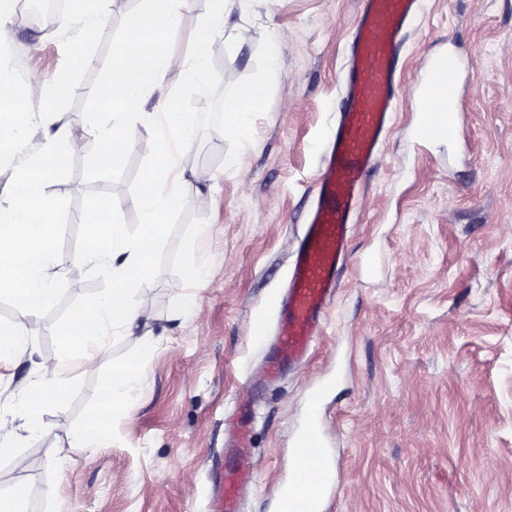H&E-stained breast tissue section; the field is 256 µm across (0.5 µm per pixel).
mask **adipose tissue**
Wrapping results in <instances>:
<instances>
[{
    "label": "adipose tissue",
    "mask_w": 512,
    "mask_h": 512,
    "mask_svg": "<svg viewBox=\"0 0 512 512\" xmlns=\"http://www.w3.org/2000/svg\"><path fill=\"white\" fill-rule=\"evenodd\" d=\"M143 12L127 22L123 43L112 63V74L98 90V108L89 117L88 132L98 142V161L109 165L131 145L139 128L150 131L159 159L143 176L138 194L140 229L130 234L117 223L113 205L105 201L88 221L90 247L79 264H93L111 278L109 291L94 297L80 315L60 330L63 350L57 358L38 366V380L27 395L20 414L29 430L39 428L41 408L61 402L70 381L66 376L73 363H92L114 328H126L145 319L146 311L134 300V282L148 277L154 245L164 236L165 220L179 205L184 180L179 161L192 147L196 115L163 100L150 104L149 97L160 89L166 75L182 70L187 79L203 80L207 72L208 45L224 24V0H208L191 56L177 57L155 46L166 31L174 28L186 0H144ZM42 93L36 108L22 107L0 113V162L20 156L11 193L0 197V287H8L13 300L28 317H38L50 302L56 269V239L52 225L59 212L57 199L47 186L69 156L83 142L63 122L55 106L58 90ZM38 125L43 139L38 150L24 154L28 130ZM133 380L132 373L113 376L102 395V409L89 418L68 443L67 451L82 454L104 447L111 432L110 412L120 404Z\"/></svg>",
    "instance_id": "ef3b65f1"
}]
</instances>
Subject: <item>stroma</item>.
<instances>
[{
    "mask_svg": "<svg viewBox=\"0 0 512 512\" xmlns=\"http://www.w3.org/2000/svg\"><path fill=\"white\" fill-rule=\"evenodd\" d=\"M204 80L170 74L159 98L187 112L209 107L182 158L185 188L155 246L135 297L147 324L116 331L91 367L73 374L65 400L19 431L28 458L15 470L0 457V491L21 484L27 512H213L212 491L228 455L225 418L248 390L263 348L252 323L283 285L290 254L312 205L311 186L336 123L359 0H229ZM141 0H114L89 24L71 0L67 34L15 15L0 46L14 62L18 98L0 111L37 103L62 74L58 105L83 135L96 91L107 81ZM204 0H190L161 49L188 56ZM280 70L270 74L268 38ZM452 50L465 140L417 139L419 89L435 54ZM391 128L361 193L347 261L309 360L256 402V480L243 512H275L276 489L292 476L290 447L315 390L335 471L326 512H512V0H422L401 56ZM268 84L246 134L227 129L237 88ZM236 157L226 168L227 157ZM155 163L146 131L114 165L97 164L86 143L49 190L57 217L56 265L67 275L29 327L34 353L0 362V413L17 410L36 380L35 363L55 356L61 327L109 281L74 258L86 250V222L104 201L136 229L137 194ZM206 267L188 283L187 261ZM196 308L180 315L176 297ZM159 340L111 415L106 447L59 463L58 450L101 407L113 373L131 368L144 334Z\"/></svg>",
    "mask_w": 512,
    "mask_h": 512,
    "instance_id": "stroma-1",
    "label": "stroma"
}]
</instances>
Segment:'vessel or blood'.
I'll return each mask as SVG.
<instances>
[{
	"mask_svg": "<svg viewBox=\"0 0 512 512\" xmlns=\"http://www.w3.org/2000/svg\"><path fill=\"white\" fill-rule=\"evenodd\" d=\"M420 9L421 0H361L348 50V80L322 171L314 182V204L292 253L288 286L267 298L279 316L275 348L264 359L267 380L279 379L286 366L302 362L322 332L357 197L390 129L401 51ZM462 68V58L451 53L440 60L437 70L447 85L448 112L435 128L446 143L461 137L456 109ZM320 411L319 397H312L307 423L294 438L295 475L278 493V512H323L331 475L318 432ZM252 427V410L241 409L231 439L238 460L252 453ZM252 480V473L239 464L225 470L219 482L225 512H241V492Z\"/></svg>",
	"mask_w": 512,
	"mask_h": 512,
	"instance_id": "obj_1",
	"label": "vessel or blood"
}]
</instances>
